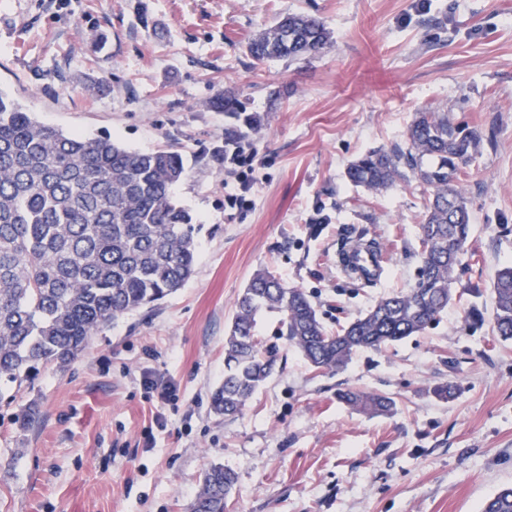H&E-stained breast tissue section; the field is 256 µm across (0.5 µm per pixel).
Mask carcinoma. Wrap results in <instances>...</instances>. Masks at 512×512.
<instances>
[{"mask_svg": "<svg viewBox=\"0 0 512 512\" xmlns=\"http://www.w3.org/2000/svg\"><path fill=\"white\" fill-rule=\"evenodd\" d=\"M332 45L324 23L292 14L248 42L257 61L295 62ZM211 106L233 120L242 105L224 95ZM481 133L460 129L448 113H417L404 145L370 151L351 163L353 184L382 192L417 179L432 190L419 224L420 275L414 287L377 301L329 333L300 288L267 269L237 297L224 338V382L212 395L215 413H241L274 370L278 353L262 344L258 320L278 316V330L316 371H337L360 349L378 348L424 331L454 299L458 254L470 232L462 176ZM185 166L177 151H139L109 135L85 136L38 120L0 92V383L19 393L47 367L62 370L94 335L126 314L153 308L190 279L197 259L196 226L174 198ZM494 329L512 339V264L492 285ZM346 404L389 414L394 400L346 389ZM234 472L210 466L189 512H230ZM482 512H512V487Z\"/></svg>", "mask_w": 512, "mask_h": 512, "instance_id": "carcinoma-1", "label": "carcinoma"}]
</instances>
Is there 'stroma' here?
<instances>
[{
	"label": "stroma",
	"mask_w": 512,
	"mask_h": 512,
	"mask_svg": "<svg viewBox=\"0 0 512 512\" xmlns=\"http://www.w3.org/2000/svg\"><path fill=\"white\" fill-rule=\"evenodd\" d=\"M290 14L321 19L331 48L255 62L247 42ZM0 89L65 131L180 152L174 194L199 226L182 288L0 405V512H188L214 464L236 474V512H479L512 486V340L494 333L491 294L512 263V0H0ZM224 93L261 119L242 211L224 208L232 121L209 105ZM427 108L482 135L447 311L324 375L264 316L277 366L241 414H215L234 300L256 271L301 288L332 332L415 284L429 188L373 193L346 172ZM355 227L389 261L370 287L336 268ZM348 388L395 409L361 412L339 399Z\"/></svg>",
	"instance_id": "obj_1"
}]
</instances>
